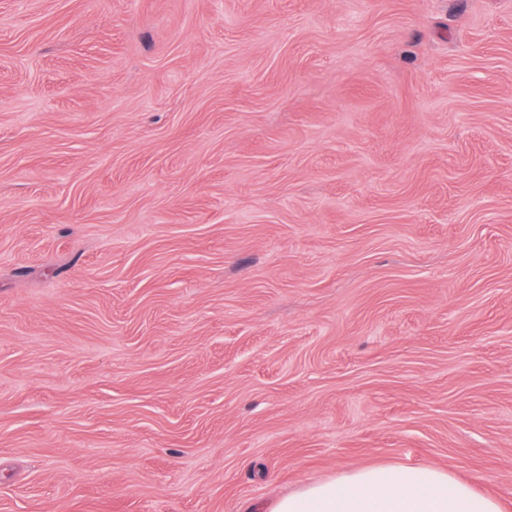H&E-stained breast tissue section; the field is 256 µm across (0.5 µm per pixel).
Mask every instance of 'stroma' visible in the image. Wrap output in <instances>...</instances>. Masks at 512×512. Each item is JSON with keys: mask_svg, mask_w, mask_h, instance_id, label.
<instances>
[{"mask_svg": "<svg viewBox=\"0 0 512 512\" xmlns=\"http://www.w3.org/2000/svg\"><path fill=\"white\" fill-rule=\"evenodd\" d=\"M386 463L512 512V0H0V512Z\"/></svg>", "mask_w": 512, "mask_h": 512, "instance_id": "stroma-1", "label": "stroma"}]
</instances>
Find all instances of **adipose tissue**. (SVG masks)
<instances>
[{
  "label": "adipose tissue",
  "mask_w": 512,
  "mask_h": 512,
  "mask_svg": "<svg viewBox=\"0 0 512 512\" xmlns=\"http://www.w3.org/2000/svg\"><path fill=\"white\" fill-rule=\"evenodd\" d=\"M272 512H501L498 501L434 466L382 465L301 486Z\"/></svg>",
  "instance_id": "adipose-tissue-1"
}]
</instances>
